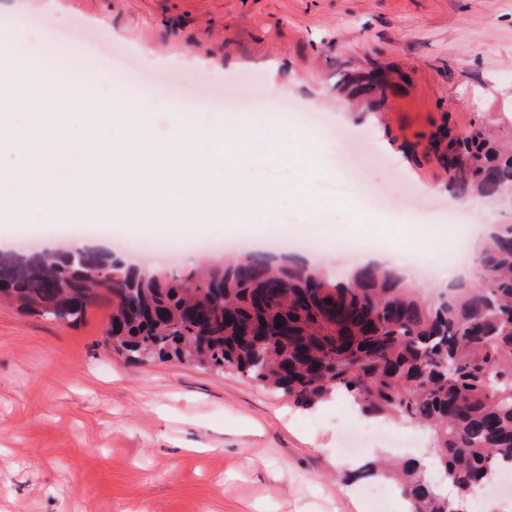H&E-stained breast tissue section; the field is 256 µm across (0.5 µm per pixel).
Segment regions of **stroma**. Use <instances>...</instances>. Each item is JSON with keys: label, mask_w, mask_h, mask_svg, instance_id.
<instances>
[{"label": "stroma", "mask_w": 512, "mask_h": 512, "mask_svg": "<svg viewBox=\"0 0 512 512\" xmlns=\"http://www.w3.org/2000/svg\"><path fill=\"white\" fill-rule=\"evenodd\" d=\"M0 40L19 54L0 71L74 93L108 87L121 73L149 106L155 138L173 109L203 106L234 126L247 118L257 146L240 178L304 182L320 207L285 208L275 226L214 217L217 244L248 230L250 249L301 225L323 226L336 265L349 230L365 225L385 246L403 243L447 274L459 238L491 229L512 202L463 208L448 190V141L479 118L512 125V0H0ZM380 69L384 101L356 93V78ZM317 142L318 172L283 166L269 139ZM362 169L382 200L356 196ZM444 224L462 215L439 252L407 241L419 213ZM0 217V245L68 246L74 237L111 249L112 234L60 224L47 238H16ZM112 301L100 297L77 324L0 304V512H372L365 462L432 455L429 435L403 418L401 443L373 440L342 451L339 402L289 405L237 372L174 358L138 364L106 342Z\"/></svg>", "instance_id": "obj_1"}]
</instances>
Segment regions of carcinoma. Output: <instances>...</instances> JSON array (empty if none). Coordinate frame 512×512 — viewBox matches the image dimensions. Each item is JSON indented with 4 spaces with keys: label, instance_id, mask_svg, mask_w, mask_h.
<instances>
[{
    "label": "carcinoma",
    "instance_id": "1",
    "mask_svg": "<svg viewBox=\"0 0 512 512\" xmlns=\"http://www.w3.org/2000/svg\"><path fill=\"white\" fill-rule=\"evenodd\" d=\"M449 191L468 201L512 192V140L484 122L448 141ZM86 266L0 258V301L75 324L112 299L106 341L130 360L151 349L244 373L297 407L343 395L362 414H394L429 432L459 498L512 466V221L493 227L477 276L435 299L395 271L366 265L347 280L245 254L184 275L146 274L92 253ZM282 327H277L278 322ZM370 472L399 483L409 512H450L417 461Z\"/></svg>",
    "mask_w": 512,
    "mask_h": 512
}]
</instances>
